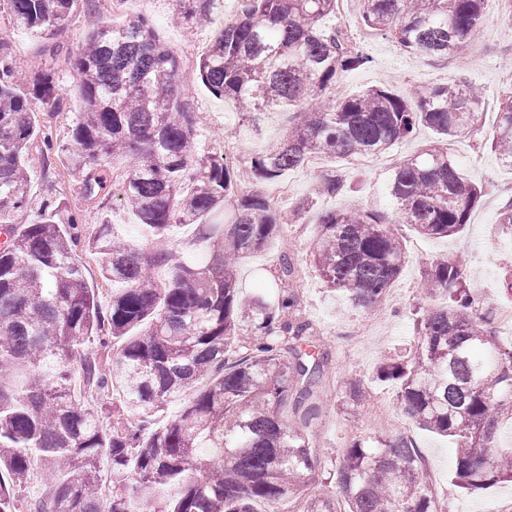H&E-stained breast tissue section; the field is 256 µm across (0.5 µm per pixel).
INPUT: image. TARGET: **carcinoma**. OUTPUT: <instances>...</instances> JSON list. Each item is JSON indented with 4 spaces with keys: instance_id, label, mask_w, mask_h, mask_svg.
<instances>
[{
    "instance_id": "1",
    "label": "carcinoma",
    "mask_w": 512,
    "mask_h": 512,
    "mask_svg": "<svg viewBox=\"0 0 512 512\" xmlns=\"http://www.w3.org/2000/svg\"><path fill=\"white\" fill-rule=\"evenodd\" d=\"M10 19L34 36L63 29L84 0H7ZM193 32L218 0H167ZM339 0H242L197 60L200 81L241 114L237 135H262V117L288 110V132L251 155L258 183L324 156L383 154L425 127L435 135L393 170L389 215L375 208L320 213L310 264L338 306L376 313L406 252L393 225L427 238L463 232L483 195L448 152L475 128L484 94L452 81L400 93L387 85L336 97V77L366 65L355 37L332 23ZM484 0H360L363 27L418 58L463 68L483 23ZM71 77L83 101L62 155L84 194L107 200V169L131 162L125 195L151 252L104 222L82 234L60 202L29 220V155L35 106L62 108L57 79L36 74L28 91L0 37V512H279L317 467L306 429L335 384L329 351L300 316L289 288L300 269L284 253L276 294L248 296L240 260L290 223L288 210L234 166L197 146L201 123L176 83L180 57L143 15L78 42ZM490 146L512 168V95L499 101ZM344 191L324 178L297 202V216ZM177 225L210 244L204 260L176 259ZM100 259L112 293L99 296L76 259ZM421 288L441 305L423 311L408 350L386 358L376 379L397 387L403 414L455 445V479L466 490L512 483V346H503L471 291L464 265L435 259ZM110 350L104 362L98 350ZM195 393L163 423L154 413ZM360 412L362 382L338 385ZM291 404L295 420L284 418ZM49 473L48 497H19L33 459ZM338 495H311L301 512H440L421 453L398 430L362 435L334 471Z\"/></svg>"
}]
</instances>
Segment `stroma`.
I'll return each mask as SVG.
<instances>
[{
    "label": "stroma",
    "mask_w": 512,
    "mask_h": 512,
    "mask_svg": "<svg viewBox=\"0 0 512 512\" xmlns=\"http://www.w3.org/2000/svg\"><path fill=\"white\" fill-rule=\"evenodd\" d=\"M236 13V0H219L209 21L189 37L173 24L165 0H136L133 8L121 10L115 9L114 0H90L64 30L41 39L13 27L7 6L0 0V36H6L17 68L23 74L42 69L55 73L60 79L66 102L64 110L50 113L45 107H37L36 120L40 133L62 144L67 141L69 128L82 107L70 75L68 54L75 51L79 38L87 31L103 25L120 26L132 15L143 14L176 51L189 47L198 55L223 28L225 21ZM336 22L358 38L371 58L366 66L338 77L337 95L348 96L381 84L405 93L459 78L484 88L487 121L481 123L477 131L454 139L449 145L458 165L482 186L484 195L461 234L429 240L410 225H396L395 231L406 246L407 262L380 312H343L328 297L317 272L309 265L318 210L335 206L365 209L376 205L382 211L392 212L386 185L393 168L428 144L433 134L427 128H419L411 139L357 165L343 159L312 162L283 176V183L289 187L287 197L282 200L283 206L293 207L305 197L314 178L323 172L333 171L342 176L345 182L342 195L319 200L317 210L293 218L283 236L272 239L261 251L244 257L238 266L239 280L245 293L267 292L280 253L285 250L293 253L304 269V276L296 285L302 299L303 319L311 323L316 334L330 347L337 377L360 378L371 393L368 407L358 415L346 410L335 393H328L324 398L321 415L309 429V442L318 461L312 490H323L333 465L354 437L379 433L380 428L372 423L371 417L382 407L387 413V425H401L418 444L442 512H499L501 505L512 502V484L499 483L471 491L458 488L454 482L452 443L404 417L396 389L376 381L374 372L390 351L408 343L417 332L414 314L425 304L419 284L429 261L449 253L465 256L467 280L484 309L494 312L512 307V296L503 292L504 274L512 270V240L501 234L497 224L502 207L512 201V168L503 165L490 147L498 99L504 91L512 89V23L504 19L500 0H487L480 39L471 51L469 67L463 70L450 59L412 57L391 40L367 32L361 24L358 0H342ZM177 82L180 89L186 91L191 107L203 115L197 132L203 152L225 153L241 173H248V158L258 150L259 141L234 135L239 117L233 104L213 96L200 82L195 69L180 71ZM113 174L108 184L110 206L104 209L99 201L84 196L63 160L51 157L48 166H35L32 172L28 213L39 215L45 196L52 193L63 210L80 214L85 232H93L97 224L107 221L115 224L119 234L136 242L138 248H145L137 218L125 201L122 163H115Z\"/></svg>",
    "instance_id": "1"
}]
</instances>
